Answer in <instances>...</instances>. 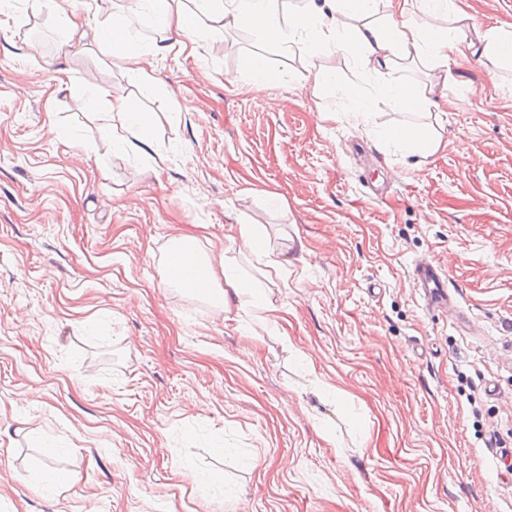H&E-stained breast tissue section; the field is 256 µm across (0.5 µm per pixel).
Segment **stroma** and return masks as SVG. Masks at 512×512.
<instances>
[{
  "mask_svg": "<svg viewBox=\"0 0 512 512\" xmlns=\"http://www.w3.org/2000/svg\"><path fill=\"white\" fill-rule=\"evenodd\" d=\"M83 2L0 8V512H512V67L417 64L447 118L382 99L366 126L306 79L376 92L353 60L232 28L139 80L93 40L61 49ZM246 54L284 83L251 85ZM74 86L155 113L165 162L113 150ZM404 121L444 149L370 132ZM242 224L277 323L160 282L178 233L248 266ZM426 260L445 308L413 286ZM43 461L77 481L32 482ZM307 79H310L312 82L314 91H318L325 86L331 85L340 92H349V87L344 86L343 83L338 81L335 72L328 68L319 67L309 70ZM373 135L378 141L393 145L399 152L420 153L424 158L434 156L442 147L441 139L434 131L414 124L377 129ZM239 236L242 243V249L247 250L255 256L258 264L269 266L274 263L272 260H266L269 254H267L261 247L260 241L262 231L258 227L253 224L239 225ZM415 286L423 292L428 306L439 307L448 304V280L432 261L416 264L413 269Z\"/></svg>",
  "mask_w": 512,
  "mask_h": 512,
  "instance_id": "35a3bbf8",
  "label": "stroma"
}]
</instances>
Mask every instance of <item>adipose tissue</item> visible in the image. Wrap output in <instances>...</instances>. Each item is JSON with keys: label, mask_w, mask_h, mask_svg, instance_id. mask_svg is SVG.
Listing matches in <instances>:
<instances>
[{"label": "adipose tissue", "mask_w": 512, "mask_h": 512, "mask_svg": "<svg viewBox=\"0 0 512 512\" xmlns=\"http://www.w3.org/2000/svg\"><path fill=\"white\" fill-rule=\"evenodd\" d=\"M469 18L461 0H325L324 6L286 10L284 0H195L186 9L183 0H133L127 13L112 23L99 22L96 13L84 10L65 18L68 38L93 34L101 52L128 64L131 76H141L122 49L137 35L140 26L153 24L171 33L179 50L195 49L208 34L209 25L246 28L260 33L266 42L283 50L318 43L330 53L350 57L367 73L386 68L397 71L405 62L465 59L477 54L491 64L512 58V34L491 26L477 41L450 37L437 24ZM382 94L395 105L407 108H439L433 85L395 76ZM106 112L102 133L113 147L160 161L164 155L156 139L152 113L142 111L130 99L103 98ZM374 137L395 150L434 156L441 139L425 127L406 124L377 129ZM161 282L204 298L217 311L228 305L262 319L272 318L275 308L264 289L231 263L214 261L202 252L194 236H172L161 258Z\"/></svg>", "instance_id": "obj_1"}]
</instances>
